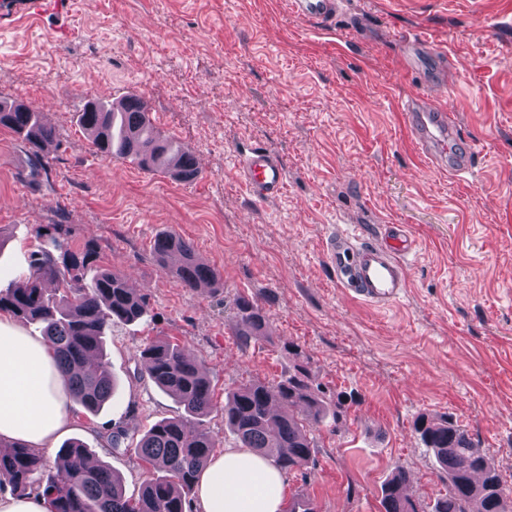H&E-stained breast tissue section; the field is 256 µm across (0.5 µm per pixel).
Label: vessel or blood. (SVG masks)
<instances>
[{"label":"vessel or blood","mask_w":512,"mask_h":512,"mask_svg":"<svg viewBox=\"0 0 512 512\" xmlns=\"http://www.w3.org/2000/svg\"><path fill=\"white\" fill-rule=\"evenodd\" d=\"M290 8L302 20L326 19L336 10L335 0H290ZM406 120L411 129L432 140L441 168L452 174L465 173L473 147L463 140L445 110L410 108ZM239 173L253 195L266 199L278 196L285 187L286 173L279 158L270 150L257 147L244 153ZM417 248L416 238L402 225H390L384 238L362 241L345 231L333 236L327 245V259L336 280L347 293L378 307L403 298L409 288L407 264Z\"/></svg>","instance_id":"vessel-or-blood-1"}]
</instances>
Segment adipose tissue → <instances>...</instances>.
Segmentation results:
<instances>
[{"label":"adipose tissue","instance_id":"1","mask_svg":"<svg viewBox=\"0 0 512 512\" xmlns=\"http://www.w3.org/2000/svg\"><path fill=\"white\" fill-rule=\"evenodd\" d=\"M66 381L47 342L0 316V451L14 443L47 452L68 426ZM284 477L247 448L213 457L196 489L203 512H283Z\"/></svg>","mask_w":512,"mask_h":512}]
</instances>
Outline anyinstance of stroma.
<instances>
[{"label":"stroma","instance_id":"obj_1","mask_svg":"<svg viewBox=\"0 0 512 512\" xmlns=\"http://www.w3.org/2000/svg\"><path fill=\"white\" fill-rule=\"evenodd\" d=\"M0 4V101L49 112L56 145L31 148L0 126V287L29 268L38 231L127 275L148 301L114 324L106 361L115 394L97 414L70 403L59 443L77 439L138 496L154 473L112 445L183 414L145 375L152 340L184 345L208 373L218 449L227 390L279 380L299 346L325 390L357 398L339 430L316 433L314 466L287 474L286 499L316 512H379L403 468L411 494L447 475L413 431L418 414L465 428L512 486V0H340L332 18L297 19L288 0H61ZM137 96L163 133L202 156L197 180L97 154L76 122L89 99ZM447 109L475 153L469 175L433 164L403 116L408 98ZM263 146L286 185L256 199L237 171ZM408 226L411 287L377 309L336 283L323 248L336 231L369 238ZM173 231L222 276L219 293L182 288L153 260ZM255 300L265 336L242 345L234 301Z\"/></svg>","mask_w":512,"mask_h":512}]
</instances>
